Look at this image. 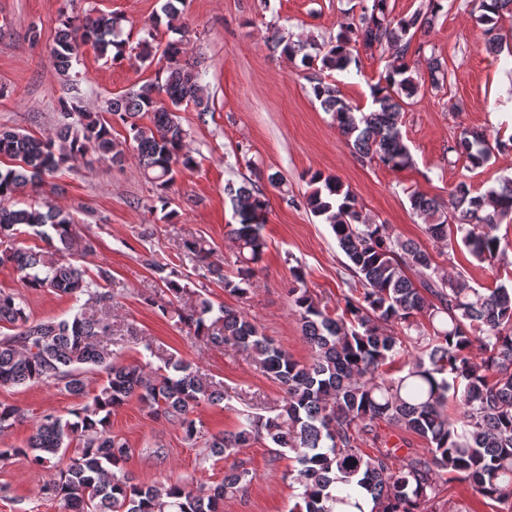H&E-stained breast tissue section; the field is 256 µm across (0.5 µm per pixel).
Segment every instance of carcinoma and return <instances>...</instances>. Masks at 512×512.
<instances>
[{
  "mask_svg": "<svg viewBox=\"0 0 512 512\" xmlns=\"http://www.w3.org/2000/svg\"><path fill=\"white\" fill-rule=\"evenodd\" d=\"M185 0H164L153 25L173 27ZM442 0L408 18L391 16L388 0H371L361 7L359 21L342 27L324 44L294 43L274 32L270 48L300 58L310 69L343 72L357 63L353 52L388 49L391 64L371 88V109L352 105L339 88L320 76L311 90L361 163L379 162L392 170L411 161L400 130L406 99L417 91L407 56L418 31H429ZM477 22L491 33L500 18L512 15V0H479ZM116 20L105 14L88 16L80 28L62 23L51 58L55 70L67 75L79 43L92 41L112 60L125 56L116 39ZM179 48L163 51L164 82H147L108 101L106 115L63 107L57 140H44L10 130L0 131V156L16 162L0 169V240L11 245L0 251V267L13 269L24 288L51 291L85 303L70 319L34 320L25 295L0 290V386L64 383L80 398L90 397L68 411V418L47 413L36 423L25 448H0V458L23 456L51 474L42 487L45 498L60 512H223L224 499L245 492L253 476L238 466L214 487L196 489L186 483L144 485L125 469L132 449L112 433V411L137 398L156 419L179 426L192 444L203 443L213 456H228L251 441L264 438L292 454L299 468L291 475L293 506L289 512H459L443 502L441 493L454 482L465 483L494 503L493 512H512V285L501 282L482 292L461 273L452 275L425 246L393 236L389 225L370 220L356 195L340 178L315 172L306 205L331 226L351 277L342 303L328 304L303 287L301 268L290 270L296 286L288 290L293 312L311 349L310 358L295 359L275 345L239 310H214L207 288L211 283L237 296L247 294L267 242L263 235L267 200L249 181H227L237 224L230 235L235 254V278L211 260L213 249L201 237L182 241L179 263L149 260L147 265L168 300L157 305L161 314L177 319L216 347H234L252 358L282 391L273 415L242 412L244 422L229 435L204 437L192 418L201 402L230 401L220 383L207 381L188 360L173 353L150 354L163 362L152 369L122 364L99 342L108 329L105 308L112 294L110 268L96 271L72 263L93 252L74 216L50 203L17 208L15 194L60 166L92 151L120 165L126 149L112 140V125L129 128V146L136 153L144 178L159 191L156 201L167 211L166 191L180 167L194 159L184 151L186 131L177 115L189 102L202 104L201 74L181 64ZM431 86L439 88L447 70L441 60L428 58ZM149 116L150 124L141 123ZM507 144L469 128L462 129L448 152L474 169L487 164ZM412 211L422 219L423 232L442 245L446 257L460 248L479 263L507 276L512 262L498 235L512 216V179L474 195L465 182L448 195V207L420 192L409 195ZM46 242L38 250L16 243L19 235ZM192 264L186 273L184 262ZM412 269L419 274L413 279ZM197 277L195 288L188 286ZM97 368L105 379L89 393V373ZM459 411L447 412L448 398ZM23 418L22 411L0 403V432ZM384 422L414 433L428 448L423 454L401 455L377 431ZM372 435L378 448H360V436Z\"/></svg>",
  "mask_w": 512,
  "mask_h": 512,
  "instance_id": "1",
  "label": "carcinoma"
}]
</instances>
